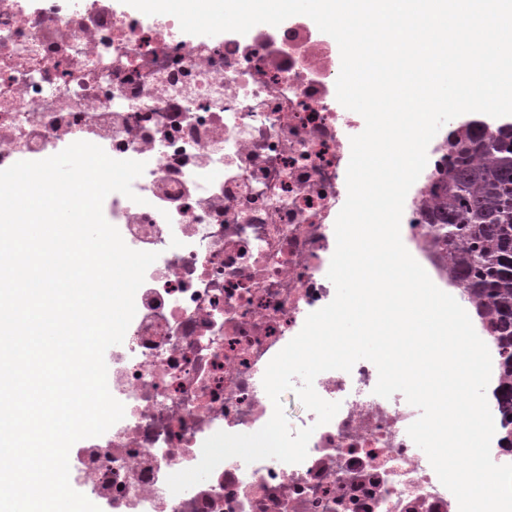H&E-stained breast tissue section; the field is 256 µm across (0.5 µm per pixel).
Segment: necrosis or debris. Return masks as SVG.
<instances>
[{
  "mask_svg": "<svg viewBox=\"0 0 512 512\" xmlns=\"http://www.w3.org/2000/svg\"><path fill=\"white\" fill-rule=\"evenodd\" d=\"M340 68L337 42L296 15L204 36L123 0H0V170L85 140L146 164L141 203H103L130 248L158 255L112 349L125 416L69 453L111 512H459L407 434L418 408L375 395L366 360L316 377L341 408L320 426L298 407L293 429H314L303 462L230 458L181 493L166 484L214 433L269 421L267 364L335 296V221L365 127L336 98ZM427 156L401 238L447 289L453 261L421 221L447 132Z\"/></svg>",
  "mask_w": 512,
  "mask_h": 512,
  "instance_id": "necrosis-or-debris-1",
  "label": "necrosis or debris"
}]
</instances>
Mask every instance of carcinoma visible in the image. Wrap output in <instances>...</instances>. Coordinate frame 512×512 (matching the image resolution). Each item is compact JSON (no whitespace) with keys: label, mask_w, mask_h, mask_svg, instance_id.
<instances>
[{"label":"carcinoma","mask_w":512,"mask_h":512,"mask_svg":"<svg viewBox=\"0 0 512 512\" xmlns=\"http://www.w3.org/2000/svg\"><path fill=\"white\" fill-rule=\"evenodd\" d=\"M448 163L425 212L433 238L454 253V281L487 328L497 352L502 435L512 451V123L486 130L482 120L448 134Z\"/></svg>","instance_id":"cac0c4a2"}]
</instances>
